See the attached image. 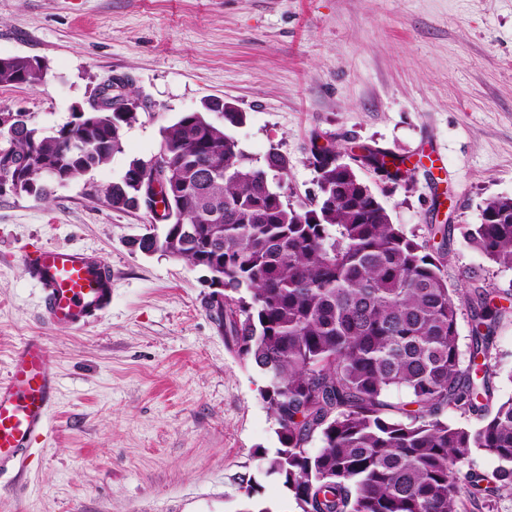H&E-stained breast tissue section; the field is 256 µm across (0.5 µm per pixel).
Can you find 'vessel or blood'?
<instances>
[{
    "mask_svg": "<svg viewBox=\"0 0 512 512\" xmlns=\"http://www.w3.org/2000/svg\"><path fill=\"white\" fill-rule=\"evenodd\" d=\"M24 259L52 324L83 327L111 306L112 272L95 254L44 246ZM47 359L42 340L28 339L13 352L0 380V477L21 471L33 442L48 432L58 384Z\"/></svg>",
    "mask_w": 512,
    "mask_h": 512,
    "instance_id": "vessel-or-blood-1",
    "label": "vessel or blood"
}]
</instances>
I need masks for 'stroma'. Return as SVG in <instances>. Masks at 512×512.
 <instances>
[{"mask_svg":"<svg viewBox=\"0 0 512 512\" xmlns=\"http://www.w3.org/2000/svg\"><path fill=\"white\" fill-rule=\"evenodd\" d=\"M17 55L46 79L0 86V113L45 133L108 80L138 108L108 164L43 200L0 195V379L35 336L58 381L48 436L0 478V512H243L244 473L256 499L292 508L259 455L277 445L265 380L206 314L201 272L133 251L147 214L99 193L205 99L245 112L231 133L251 157L288 156L295 205L315 188L312 139L408 158V181L374 185L394 223L420 237L451 223L450 287L473 272L512 294V270L463 239L486 199L512 197V0H0V57ZM43 245L100 257L106 313L80 329L47 321L22 258ZM493 356L496 395L512 396V313Z\"/></svg>","mask_w":512,"mask_h":512,"instance_id":"35a3bbf8","label":"stroma"}]
</instances>
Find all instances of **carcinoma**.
<instances>
[{"label": "carcinoma", "instance_id": "carcinoma-1", "mask_svg": "<svg viewBox=\"0 0 512 512\" xmlns=\"http://www.w3.org/2000/svg\"><path fill=\"white\" fill-rule=\"evenodd\" d=\"M43 67L17 60L0 67V85L35 86ZM203 110L161 131L168 179L178 186L172 223L132 242L205 269L224 286V314L207 315L225 344L263 373L260 395L279 447L263 452L295 512H466L464 499L489 502L512 491V397L494 400L492 329L506 307L474 284L448 287V228L421 238L393 222L354 168L322 169L329 198L318 209L282 199L264 182L288 174L290 160L270 152L258 165ZM137 119L89 112L84 150L31 123L8 138L0 156L23 170L12 194L47 198L56 183L107 164L122 152L117 123ZM221 157L222 171L207 166ZM141 159L100 190L118 210H139L134 180ZM467 244L490 263L512 269V197L488 199ZM470 312L471 344L459 345L458 320ZM403 391L409 401L387 396ZM453 412L478 424L448 422ZM321 447L308 448L313 439ZM480 451L498 461L494 480L461 467Z\"/></svg>", "mask_w": 512, "mask_h": 512}]
</instances>
